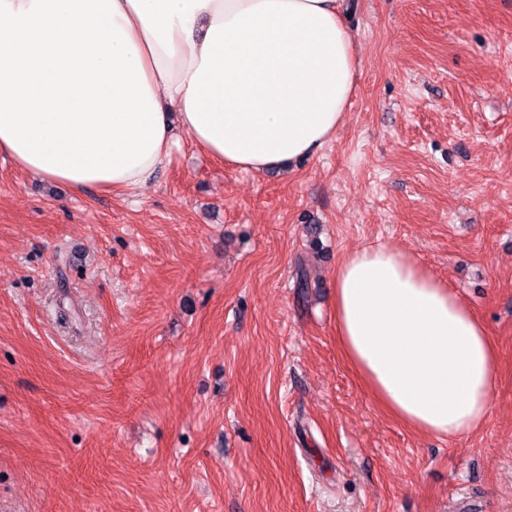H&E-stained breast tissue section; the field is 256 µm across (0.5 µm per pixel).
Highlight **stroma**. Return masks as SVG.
Wrapping results in <instances>:
<instances>
[{
    "label": "stroma",
    "mask_w": 512,
    "mask_h": 512,
    "mask_svg": "<svg viewBox=\"0 0 512 512\" xmlns=\"http://www.w3.org/2000/svg\"><path fill=\"white\" fill-rule=\"evenodd\" d=\"M358 71L318 157L181 137L136 194L0 159V512H512V0H345ZM446 282L498 346L458 439L402 426L336 344L339 259Z\"/></svg>",
    "instance_id": "obj_1"
}]
</instances>
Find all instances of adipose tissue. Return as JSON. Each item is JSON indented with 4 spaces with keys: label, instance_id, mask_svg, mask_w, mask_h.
<instances>
[{
    "label": "adipose tissue",
    "instance_id": "ef3b65f1",
    "mask_svg": "<svg viewBox=\"0 0 512 512\" xmlns=\"http://www.w3.org/2000/svg\"><path fill=\"white\" fill-rule=\"evenodd\" d=\"M356 55L341 0H0V156L28 175L131 194L185 133L259 172L315 157L342 126ZM336 342L373 398L413 430L485 424L498 351L416 260L343 255Z\"/></svg>",
    "mask_w": 512,
    "mask_h": 512
}]
</instances>
